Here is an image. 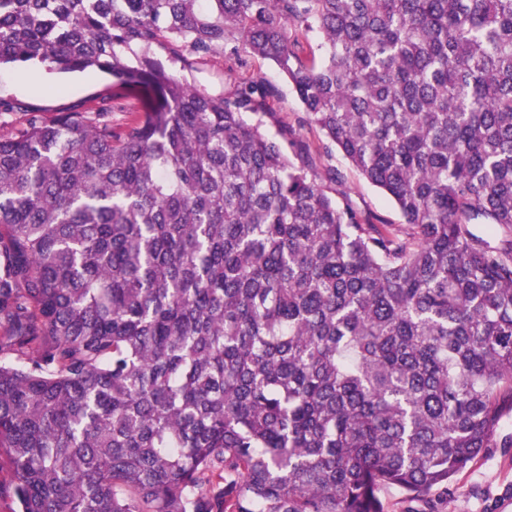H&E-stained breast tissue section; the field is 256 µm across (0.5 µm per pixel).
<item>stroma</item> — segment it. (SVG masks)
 <instances>
[{
	"instance_id": "1",
	"label": "stroma",
	"mask_w": 512,
	"mask_h": 512,
	"mask_svg": "<svg viewBox=\"0 0 512 512\" xmlns=\"http://www.w3.org/2000/svg\"><path fill=\"white\" fill-rule=\"evenodd\" d=\"M174 69L198 90L211 95L222 94L230 87L224 54L220 51L176 63ZM245 75L275 91V116L267 122L268 132H275L278 124L295 122L302 114L298 98L273 63L251 60ZM111 91V77L94 70L59 74L35 66L2 68L0 101L14 104L15 109L0 114V134L8 135L19 125L25 111L38 112L47 118L61 112H80ZM331 163L344 170L343 189L359 209L399 222L400 215L393 203L348 162L336 155ZM380 497L385 512H498L504 500L512 499V447L484 449L477 461L460 474L453 494L434 492L428 504L408 500L395 488L383 489Z\"/></svg>"
}]
</instances>
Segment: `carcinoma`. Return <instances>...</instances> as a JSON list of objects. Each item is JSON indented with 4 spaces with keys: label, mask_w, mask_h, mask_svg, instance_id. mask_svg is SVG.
<instances>
[{
    "label": "carcinoma",
    "mask_w": 512,
    "mask_h": 512,
    "mask_svg": "<svg viewBox=\"0 0 512 512\" xmlns=\"http://www.w3.org/2000/svg\"><path fill=\"white\" fill-rule=\"evenodd\" d=\"M158 48L267 60L304 115L271 137L267 89ZM35 63L113 83L0 137L18 512H384L512 447V0H0V66ZM185 66V67H184ZM180 76L188 79L198 90L211 95H219L232 87L226 74L224 51L205 58H189L186 63L172 65ZM299 134L300 141L306 148L307 153L315 158L318 164L335 165L345 172L346 179L343 190L359 209L378 215L393 223L400 222L399 212L393 203L382 192L365 181L342 157L334 154L332 158L325 156L318 158L324 138L315 126L302 127Z\"/></svg>",
    "instance_id": "carcinoma-1"
}]
</instances>
